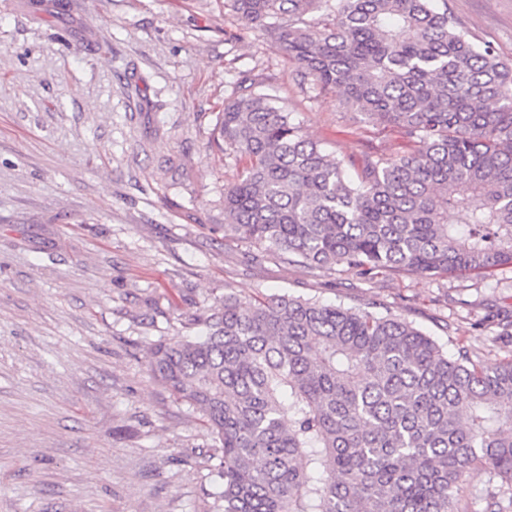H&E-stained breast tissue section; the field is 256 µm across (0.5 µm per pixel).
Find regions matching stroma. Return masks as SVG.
<instances>
[{
  "label": "stroma",
  "mask_w": 512,
  "mask_h": 512,
  "mask_svg": "<svg viewBox=\"0 0 512 512\" xmlns=\"http://www.w3.org/2000/svg\"><path fill=\"white\" fill-rule=\"evenodd\" d=\"M512 63V0H448ZM357 173L408 144L304 80L227 0H12L0 9V512H211L220 451L148 370L233 288L373 304L487 367L512 356V265L371 278L224 238L239 165L209 145L243 76Z\"/></svg>",
  "instance_id": "stroma-1"
}]
</instances>
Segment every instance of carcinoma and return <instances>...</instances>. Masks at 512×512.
<instances>
[{
	"mask_svg": "<svg viewBox=\"0 0 512 512\" xmlns=\"http://www.w3.org/2000/svg\"><path fill=\"white\" fill-rule=\"evenodd\" d=\"M316 87L403 155L358 182L245 76L209 142L240 163L224 239L315 269L427 278L512 264V65L448 0H230ZM149 368L220 448L212 512H458L466 473L500 479L512 512V358L454 359L412 322L364 307L232 288Z\"/></svg>",
	"mask_w": 512,
	"mask_h": 512,
	"instance_id": "carcinoma-1",
	"label": "carcinoma"
}]
</instances>
